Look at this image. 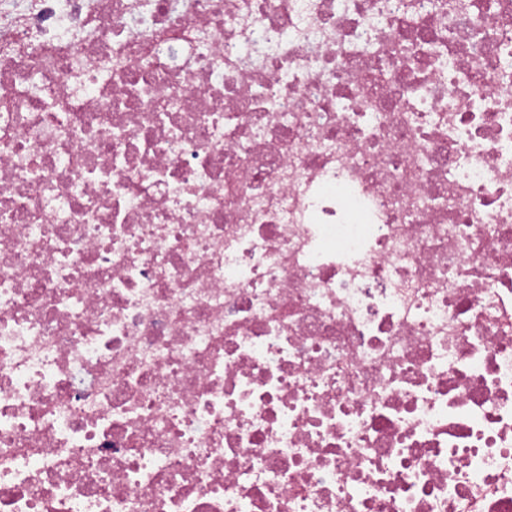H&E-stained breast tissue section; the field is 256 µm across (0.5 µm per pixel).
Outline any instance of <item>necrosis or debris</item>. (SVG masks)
I'll return each instance as SVG.
<instances>
[{
	"label": "necrosis or debris",
	"instance_id": "obj_1",
	"mask_svg": "<svg viewBox=\"0 0 512 512\" xmlns=\"http://www.w3.org/2000/svg\"><path fill=\"white\" fill-rule=\"evenodd\" d=\"M0 512H512V0H0Z\"/></svg>",
	"mask_w": 512,
	"mask_h": 512
}]
</instances>
